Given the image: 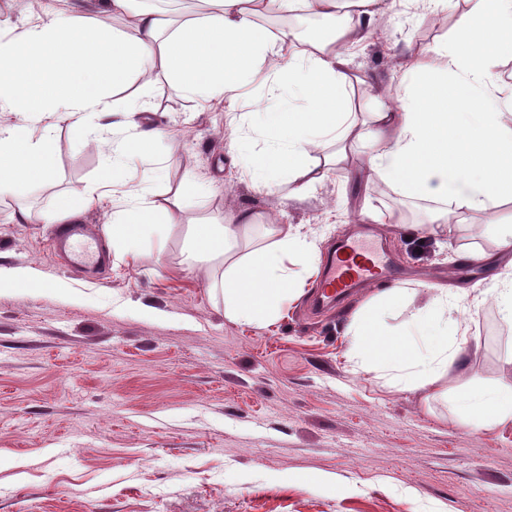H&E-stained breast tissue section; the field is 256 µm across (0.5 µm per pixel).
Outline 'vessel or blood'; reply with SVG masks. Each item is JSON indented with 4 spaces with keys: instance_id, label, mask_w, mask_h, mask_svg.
Segmentation results:
<instances>
[{
    "instance_id": "vessel-or-blood-1",
    "label": "vessel or blood",
    "mask_w": 512,
    "mask_h": 512,
    "mask_svg": "<svg viewBox=\"0 0 512 512\" xmlns=\"http://www.w3.org/2000/svg\"><path fill=\"white\" fill-rule=\"evenodd\" d=\"M55 252L65 254L69 267L83 269L105 263L99 236L89 224H61L53 241ZM395 267L382 261L378 250L357 241L342 242L327 262L317 290V303L325 307L348 300L366 285L395 282Z\"/></svg>"
}]
</instances>
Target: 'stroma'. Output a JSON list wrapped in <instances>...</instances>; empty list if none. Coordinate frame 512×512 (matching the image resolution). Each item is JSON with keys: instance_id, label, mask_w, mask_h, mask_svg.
Returning <instances> with one entry per match:
<instances>
[{"instance_id": "stroma-1", "label": "stroma", "mask_w": 512, "mask_h": 512, "mask_svg": "<svg viewBox=\"0 0 512 512\" xmlns=\"http://www.w3.org/2000/svg\"><path fill=\"white\" fill-rule=\"evenodd\" d=\"M453 15H385L381 38L353 62L390 85V49L449 37ZM140 96L165 137L131 160L128 185L179 190L164 247L113 244L118 190L84 213L110 255L99 273L52 253L53 225L5 223L19 205L46 213L103 178L111 142L88 144L69 123L51 180L0 190V268L39 281L0 296V512H512V422H461L454 403L396 390L358 364L346 330L371 288L318 310L309 278L257 327L225 316L212 290L219 264L182 262L190 225L282 207L320 255L350 235L382 244L422 299L435 284L483 286L504 273L497 240L476 224L419 244L409 227L428 226L425 200L351 169L289 206L240 180L226 188L230 117L168 84ZM366 201L402 208L406 224L357 223ZM461 245L491 258L452 262ZM465 306L464 373L449 374V387L512 386V323L492 299Z\"/></svg>"}]
</instances>
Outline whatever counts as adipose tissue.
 <instances>
[{
    "mask_svg": "<svg viewBox=\"0 0 512 512\" xmlns=\"http://www.w3.org/2000/svg\"><path fill=\"white\" fill-rule=\"evenodd\" d=\"M447 0H201V6L172 17L147 0H58L34 22L0 16V112L23 123H0V187L46 181L56 123L100 140L113 135L112 182L123 181L131 151L150 152L161 130L144 127L138 115L153 111L139 88L160 82L226 112L241 110L244 89L254 84L264 99H287L259 129L265 147L252 153L232 135L229 154L243 166L253 190L302 201L331 173L345 168L352 149L372 139L360 164L365 177H379L403 194L433 202L430 234L445 237L486 215L501 246L512 245V85L494 75L496 60L512 55V0H463L449 38L409 45L392 54L400 85L378 88V105L360 109L371 77L353 64L355 49L375 35L388 11L424 7L437 13ZM279 14L333 20L328 33L301 36L293 27L270 31L263 21ZM120 17L124 29L107 24ZM124 94V104L111 95ZM45 121L32 137L27 123ZM128 129L116 138L117 129ZM177 217L170 198L132 189L123 208L112 212V241L138 243L162 236ZM266 244L241 253L253 226ZM315 241L282 212L239 209L219 224H196L184 252L187 266L222 259L220 291L224 314L258 326L276 318L296 297L292 265L313 263ZM468 289L434 285L428 300L414 306L410 288L377 291L348 327L355 354L378 361L390 381L405 390L433 388L447 394L442 379L461 368L466 329L450 314ZM410 308L403 337L390 335L385 313ZM468 423L512 421V389L467 386L455 401Z\"/></svg>",
    "mask_w": 512,
    "mask_h": 512,
    "instance_id": "obj_1",
    "label": "adipose tissue"
}]
</instances>
